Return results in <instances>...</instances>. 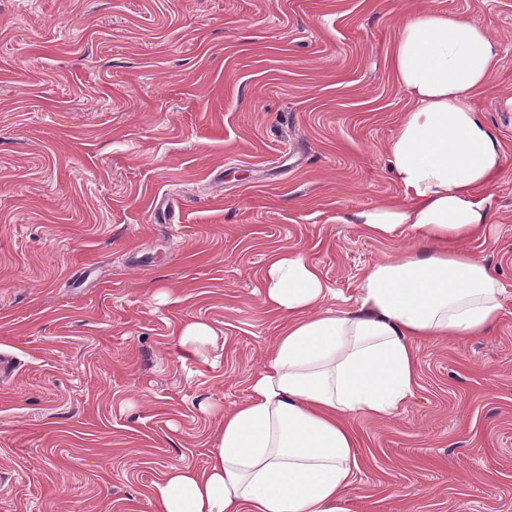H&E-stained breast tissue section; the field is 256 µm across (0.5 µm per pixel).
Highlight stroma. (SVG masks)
Here are the masks:
<instances>
[{
  "label": "stroma",
  "mask_w": 512,
  "mask_h": 512,
  "mask_svg": "<svg viewBox=\"0 0 512 512\" xmlns=\"http://www.w3.org/2000/svg\"><path fill=\"white\" fill-rule=\"evenodd\" d=\"M422 7L500 44L475 105L505 160L467 248L507 294L490 335L416 341L397 412L352 417L342 506L512 512V0H0V512H153L250 396L271 253L304 252L343 307L419 243L344 217L403 196L389 53ZM193 321L214 336L182 342Z\"/></svg>",
  "instance_id": "1"
}]
</instances>
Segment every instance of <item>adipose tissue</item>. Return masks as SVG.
<instances>
[{
    "mask_svg": "<svg viewBox=\"0 0 512 512\" xmlns=\"http://www.w3.org/2000/svg\"><path fill=\"white\" fill-rule=\"evenodd\" d=\"M499 46L459 14H407L389 57L407 95L387 146L399 202L356 211L379 238L403 227L424 243L373 263L352 306L330 309L317 265L283 247L268 259L265 304L282 317L247 401L221 414L206 467L171 466L154 483V512H341L353 484L352 415L394 413L413 394L419 339L484 336L505 288L463 244L490 222L487 193L503 167L496 131L475 104Z\"/></svg>",
    "mask_w": 512,
    "mask_h": 512,
    "instance_id": "adipose-tissue-1",
    "label": "adipose tissue"
}]
</instances>
